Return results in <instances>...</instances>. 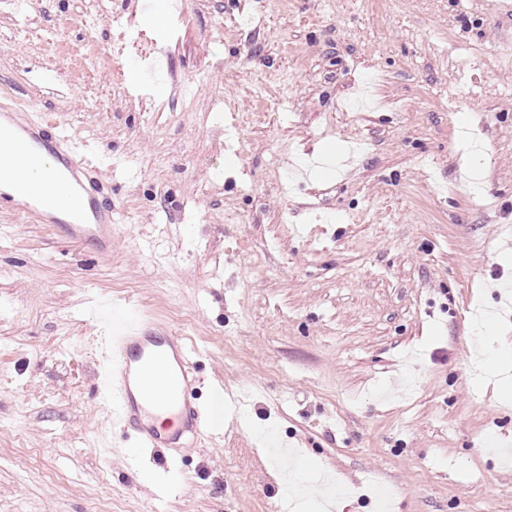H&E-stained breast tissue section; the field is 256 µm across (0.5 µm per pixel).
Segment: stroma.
<instances>
[{
  "label": "stroma",
  "instance_id": "35a3bbf8",
  "mask_svg": "<svg viewBox=\"0 0 512 512\" xmlns=\"http://www.w3.org/2000/svg\"><path fill=\"white\" fill-rule=\"evenodd\" d=\"M26 0L0 105L109 184L112 251L0 204V512H270L269 442L323 512H512V28L497 0ZM491 186L475 196V143ZM148 312L224 411L139 450L96 388L104 317ZM496 316H486L479 322L473 321V331L476 335V353L484 361L499 369H511V348L499 344L495 331Z\"/></svg>",
  "mask_w": 512,
  "mask_h": 512
}]
</instances>
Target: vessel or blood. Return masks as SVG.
Here are the masks:
<instances>
[{
	"instance_id": "b4317fda",
	"label": "vessel or blood",
	"mask_w": 512,
	"mask_h": 512,
	"mask_svg": "<svg viewBox=\"0 0 512 512\" xmlns=\"http://www.w3.org/2000/svg\"><path fill=\"white\" fill-rule=\"evenodd\" d=\"M10 151L30 168L47 167L46 182L31 186L18 180L14 197L33 222L46 219L43 207L53 200L54 188L65 183L76 197L67 211L65 229L73 241H91L98 252H110L112 223H88L79 202L91 188L101 185L95 167L78 144L68 143L62 133L46 139L41 130L11 140ZM108 330L100 356L98 390L105 395L112 423L144 448L173 444L194 446L207 429L197 403L196 374L190 348L180 338L155 335L153 319L143 313L115 312L107 318ZM154 372L165 387L164 397L146 388L141 378Z\"/></svg>"
}]
</instances>
